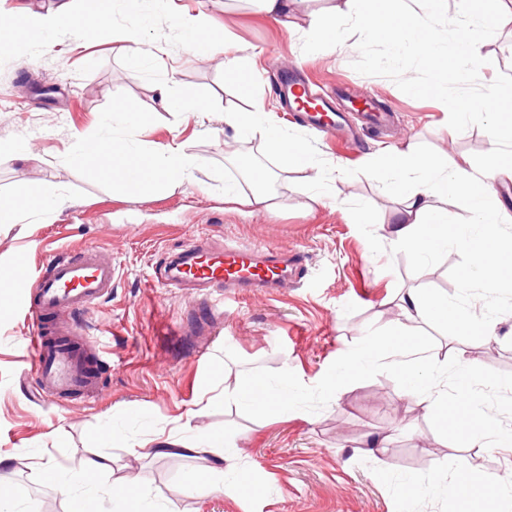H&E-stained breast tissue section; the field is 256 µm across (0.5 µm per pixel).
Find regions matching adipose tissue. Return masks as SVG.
<instances>
[{
    "label": "adipose tissue",
    "mask_w": 512,
    "mask_h": 512,
    "mask_svg": "<svg viewBox=\"0 0 512 512\" xmlns=\"http://www.w3.org/2000/svg\"><path fill=\"white\" fill-rule=\"evenodd\" d=\"M22 25L15 29V38L33 47L41 46L50 32L77 31L79 24L69 0H60L51 11H27L21 16ZM186 45L206 59H220L224 70L239 81H248L255 70L257 54L245 48L229 47L224 40L208 35L206 25L199 16L185 14L179 22ZM512 101V78L488 86L479 95H467L455 100L452 112L458 121L481 112L488 119V132L493 148L488 164L480 170L463 166H449L437 159L413 152L407 146H390L382 152V163L389 180V189L398 198V207L391 223L384 227V237L391 244L412 246L417 255L420 273H427V255L452 242L474 241L476 250L472 266L465 269L462 279L466 285L488 288L512 282V235L502 233L501 202L494 190L495 183L506 174H512V152L505 144L512 142V124L505 126L499 120L504 100ZM263 104H255L253 111L239 112L225 107L224 124L240 135L260 134L264 148L285 158L290 166L309 168L315 191H323L328 170L313 155L305 143L288 138L260 120ZM72 162L92 163L97 171L115 177L126 195L141 199L169 185L193 181L198 167L195 159L186 155L179 143L135 146L123 140H113L112 152L100 156L96 142H81L70 155ZM463 203L478 226L476 238H469L466 227L447 223L446 205L449 199ZM62 198L52 196L48 188L32 185L23 202H0V224L18 223L26 212L46 213L62 205ZM403 322L395 324L384 337L364 342L362 350L367 356L391 358L401 374L409 378L406 398L426 406L447 404L455 400L463 404L468 414L466 437L472 447H507L512 440L496 434V419L483 402L477 399V383L492 384L490 375L477 371L466 350L454 353L458 385L448 390L435 376L431 359L414 342L407 328L411 321L465 320L460 306L451 300L430 296L421 289L411 288L399 299Z\"/></svg>",
    "instance_id": "ef3b65f1"
}]
</instances>
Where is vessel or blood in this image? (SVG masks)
I'll list each match as a JSON object with an SVG mask.
<instances>
[{"mask_svg":"<svg viewBox=\"0 0 512 512\" xmlns=\"http://www.w3.org/2000/svg\"><path fill=\"white\" fill-rule=\"evenodd\" d=\"M297 252L257 245L212 248L190 242L166 264L161 284L178 288L197 284L208 288L253 290L274 288L291 268L300 266ZM115 271L102 248L87 243L52 255L39 274H31L25 259L0 271V279L23 285L21 306L29 322V347L36 363L41 396L56 398L76 393L95 394L105 378L95 362L90 339L75 343L76 326L59 323L60 314L93 311L111 295Z\"/></svg>","mask_w":512,"mask_h":512,"instance_id":"vessel-or-blood-1","label":"vessel or blood"}]
</instances>
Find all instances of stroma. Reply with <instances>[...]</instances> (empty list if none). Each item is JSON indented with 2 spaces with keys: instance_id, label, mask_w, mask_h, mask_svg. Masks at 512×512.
<instances>
[{
  "instance_id": "35a3bbf8",
  "label": "stroma",
  "mask_w": 512,
  "mask_h": 512,
  "mask_svg": "<svg viewBox=\"0 0 512 512\" xmlns=\"http://www.w3.org/2000/svg\"><path fill=\"white\" fill-rule=\"evenodd\" d=\"M169 11L127 16L116 6L94 38L50 34L38 53L14 41L0 44V146L23 160L0 161V199H18L32 182L63 193L67 201L43 216L0 224V269L25 257L40 269L58 249L93 240L117 269L112 295L89 317L86 330L111 366L94 401L72 396L47 401L35 390L30 329L17 306L19 288L0 282V479L14 493L17 512H67L54 486L37 479L38 463L53 460L78 477L95 454L112 467L95 489L103 512H404L398 485L435 472L512 476V454L469 447L442 429L459 410L428 407L404 398L405 381L384 359L353 367L365 336H382L401 320L399 294L421 288L472 311L502 310L486 333L451 325L421 324L422 341L436 367L452 372L463 347L499 379L480 386L501 426L512 427V288L465 286L461 271L471 247L448 246L427 261L419 277L412 252L380 236L397 207L383 175L365 172L383 148L407 144L452 164L482 166L491 150L478 127L452 130L441 102L415 99L383 76L357 73V49L317 43L312 29L286 32L265 18L256 0H173ZM200 15L226 42L258 51L252 96L266 105L268 124L303 139L327 165L346 169L314 199L312 171L285 167L267 155L259 135L233 139L222 117L239 102V82L217 60L185 46L177 27L182 10ZM137 27L161 65L133 60L114 30ZM487 63L482 82L512 74V24L481 44ZM344 90L335 108L353 137L338 140L294 117L276 90L284 75ZM175 76L181 93L206 103L184 117L157 109L155 84ZM375 99L384 126L364 130L350 99ZM136 102L145 129L121 111ZM178 140L202 167L193 182L162 189L143 200L128 198L94 166L65 157L81 139ZM258 162L277 174L272 211L225 202L224 184L252 190L242 163ZM372 215L352 221L354 210ZM198 235L212 245L256 242L301 249L300 272L282 287L228 296L210 288H158L168 252ZM348 375L343 391L332 381ZM256 379L284 400L266 413L240 397L225 398V377ZM180 432L198 442L216 439L214 454L174 457L146 447L155 435ZM384 447H371L373 438ZM224 468V489L189 487L191 470ZM134 480L126 498L111 487Z\"/></svg>"
}]
</instances>
